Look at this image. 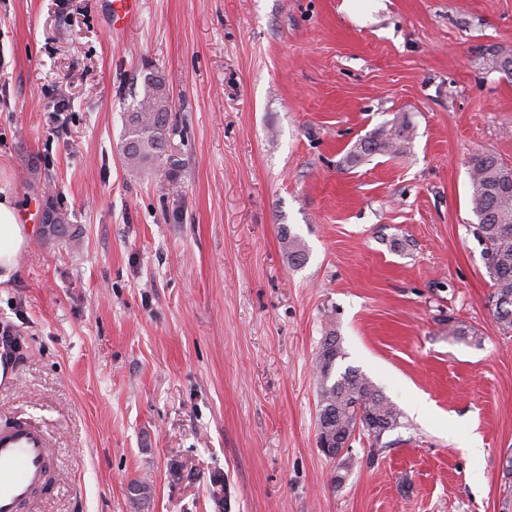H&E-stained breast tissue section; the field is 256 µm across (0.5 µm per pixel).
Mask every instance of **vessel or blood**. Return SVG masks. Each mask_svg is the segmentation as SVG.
<instances>
[{
    "label": "vessel or blood",
    "instance_id": "vessel-or-blood-1",
    "mask_svg": "<svg viewBox=\"0 0 512 512\" xmlns=\"http://www.w3.org/2000/svg\"><path fill=\"white\" fill-rule=\"evenodd\" d=\"M112 21L128 25L140 14V0H110ZM52 452L37 426L17 421L0 426V512H20L48 485Z\"/></svg>",
    "mask_w": 512,
    "mask_h": 512
}]
</instances>
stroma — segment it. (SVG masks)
Here are the masks:
<instances>
[{"label": "stroma", "instance_id": "1", "mask_svg": "<svg viewBox=\"0 0 512 512\" xmlns=\"http://www.w3.org/2000/svg\"><path fill=\"white\" fill-rule=\"evenodd\" d=\"M106 4L0 0V188L71 218L0 282L22 347L0 421L53 454L22 512H501L512 335L468 161L512 166V74L485 65L512 57V0H141L119 32ZM146 60L183 133L173 181L121 150ZM395 119L404 153L346 163ZM330 329L338 369L403 413L339 483L317 446ZM45 210L53 214V223L50 224L48 230L42 234L44 239L59 238L67 231L68 224H71L70 217L67 212L63 211L54 199V196L47 194L43 202Z\"/></svg>", "mask_w": 512, "mask_h": 512}]
</instances>
